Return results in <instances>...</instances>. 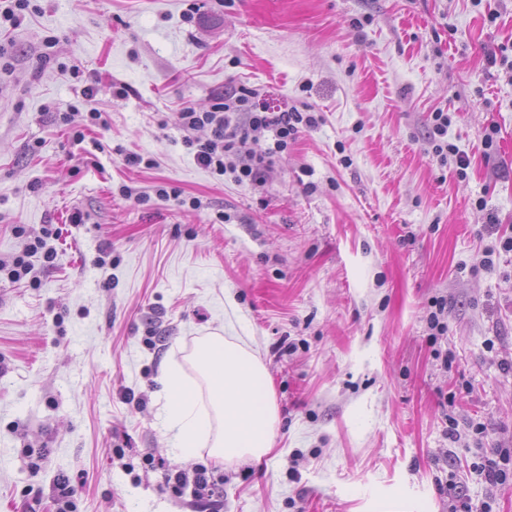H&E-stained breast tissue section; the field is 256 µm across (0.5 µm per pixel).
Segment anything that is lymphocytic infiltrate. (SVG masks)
I'll return each mask as SVG.
<instances>
[{
    "mask_svg": "<svg viewBox=\"0 0 512 512\" xmlns=\"http://www.w3.org/2000/svg\"><path fill=\"white\" fill-rule=\"evenodd\" d=\"M254 96L252 88L242 85L213 95L208 108L185 106L177 114L181 128L207 132L206 137L184 141L197 164L213 174L231 176L238 184L265 183L275 154L287 150L302 130L314 128L320 121L312 112L257 111ZM267 133L273 137L272 148L253 153L251 143ZM242 154L248 155L249 161L240 166L235 158ZM166 483L175 494H190L196 512H220L222 504L213 498L207 467L198 466L190 474L181 470L168 473Z\"/></svg>",
    "mask_w": 512,
    "mask_h": 512,
    "instance_id": "f902f5d3",
    "label": "lymphocytic infiltrate"
}]
</instances>
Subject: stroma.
<instances>
[{
  "instance_id": "1",
  "label": "stroma",
  "mask_w": 512,
  "mask_h": 512,
  "mask_svg": "<svg viewBox=\"0 0 512 512\" xmlns=\"http://www.w3.org/2000/svg\"><path fill=\"white\" fill-rule=\"evenodd\" d=\"M32 3L0 27V261L15 226L59 236L37 286L0 279V512H56L64 476L78 512H193L162 473L199 464L224 512H512V0ZM92 74L104 123L78 142L55 115ZM240 84L320 117L261 187L177 124ZM438 111L466 173L433 151ZM212 334L268 370L262 460L177 456L162 370ZM153 195L160 200L173 201L179 207L198 209L202 206V201L197 197H186L183 192L177 188L165 183L155 185L152 189Z\"/></svg>"
}]
</instances>
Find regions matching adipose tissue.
Returning a JSON list of instances; mask_svg holds the SVG:
<instances>
[{"mask_svg": "<svg viewBox=\"0 0 512 512\" xmlns=\"http://www.w3.org/2000/svg\"><path fill=\"white\" fill-rule=\"evenodd\" d=\"M162 380L180 457L204 450L231 463L270 452L277 424L270 378L247 345L217 334L198 337L184 361L164 368Z\"/></svg>", "mask_w": 512, "mask_h": 512, "instance_id": "obj_1", "label": "adipose tissue"}]
</instances>
